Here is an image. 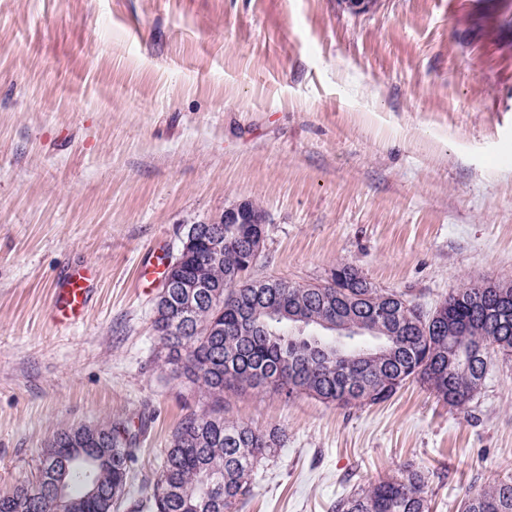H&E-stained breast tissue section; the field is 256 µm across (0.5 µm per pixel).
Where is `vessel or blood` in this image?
I'll use <instances>...</instances> for the list:
<instances>
[{"instance_id":"b4317fda","label":"vessel or blood","mask_w":512,"mask_h":512,"mask_svg":"<svg viewBox=\"0 0 512 512\" xmlns=\"http://www.w3.org/2000/svg\"><path fill=\"white\" fill-rule=\"evenodd\" d=\"M94 269L80 265L68 269L56 282L49 317L59 326H71L82 320L92 299Z\"/></svg>"}]
</instances>
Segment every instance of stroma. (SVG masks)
<instances>
[{
    "label": "stroma",
    "instance_id": "obj_1",
    "mask_svg": "<svg viewBox=\"0 0 512 512\" xmlns=\"http://www.w3.org/2000/svg\"><path fill=\"white\" fill-rule=\"evenodd\" d=\"M243 201L266 219L254 279L347 263L427 311L512 281V0H0V493L57 431L140 417L134 512L207 403L164 361L141 270ZM76 265L92 302L61 327L51 292ZM224 414L284 433L239 512H332L410 471L429 512H458L512 479L499 355L463 411L409 382L346 408L229 393Z\"/></svg>",
    "mask_w": 512,
    "mask_h": 512
}]
</instances>
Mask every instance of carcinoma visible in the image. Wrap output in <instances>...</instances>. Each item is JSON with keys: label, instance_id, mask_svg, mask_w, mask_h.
I'll list each match as a JSON object with an SVG mask.
<instances>
[{"label": "carcinoma", "instance_id": "carcinoma-1", "mask_svg": "<svg viewBox=\"0 0 512 512\" xmlns=\"http://www.w3.org/2000/svg\"><path fill=\"white\" fill-rule=\"evenodd\" d=\"M258 224L224 225V249L203 234L184 247L178 275L205 272L208 287L186 310L187 289L164 288L154 329L167 363L200 383L208 407L182 416L156 477L141 486L151 512H238L251 495V474L281 446L264 432L224 418V393L268 389L290 400L303 394L341 407L389 400L416 378L453 409L481 389L489 358L478 346L512 357V282L498 281L478 299L481 282L454 290L425 314L406 294L374 287L351 265L333 281L301 285L249 277ZM451 315L438 333L429 321ZM98 441L91 467L69 449ZM128 426L106 422L57 433L44 449L36 482L0 495V512H119L137 462ZM58 483L65 497L46 489ZM334 512H428L424 477L380 479L341 498ZM461 512H512V481L469 492Z\"/></svg>", "mask_w": 512, "mask_h": 512}]
</instances>
